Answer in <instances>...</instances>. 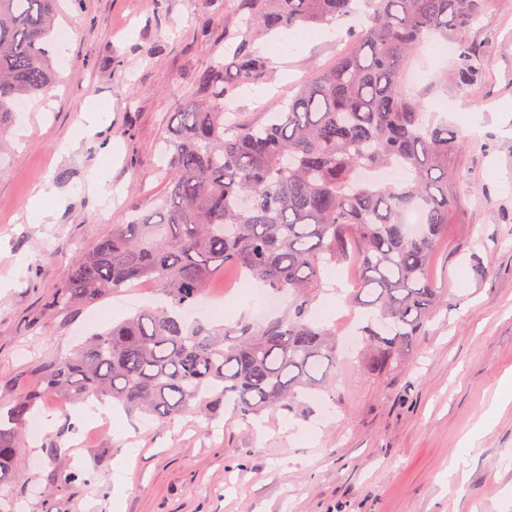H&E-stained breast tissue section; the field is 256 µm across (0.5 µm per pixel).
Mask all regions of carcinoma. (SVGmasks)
Masks as SVG:
<instances>
[{
    "mask_svg": "<svg viewBox=\"0 0 512 512\" xmlns=\"http://www.w3.org/2000/svg\"><path fill=\"white\" fill-rule=\"evenodd\" d=\"M56 0H0V137L19 104L61 81L54 66ZM234 35L235 78L222 67L199 76L196 96L174 113L166 137L164 191L155 209L114 224L73 260L52 313L90 305L134 282L165 296L86 339L42 384L0 406V512L24 453L29 413L49 395L91 396L162 425L218 402L247 420L294 409L314 387L329 388L336 326L310 317L322 267L351 259V296L365 309L360 364L384 375L410 351L440 303L428 276L448 225L460 221L456 165L462 131L426 112L406 87L414 54L440 39L457 47L461 84L474 82L480 54L465 39L491 0H364L353 45L315 67L266 124L224 112L233 83L255 81L266 60L248 49L262 29L319 26L351 15L358 0H243ZM398 166L399 185L362 176ZM417 210V230L406 214ZM226 265L288 293V311L255 327H210L184 315Z\"/></svg>",
    "mask_w": 512,
    "mask_h": 512,
    "instance_id": "carcinoma-1",
    "label": "carcinoma"
}]
</instances>
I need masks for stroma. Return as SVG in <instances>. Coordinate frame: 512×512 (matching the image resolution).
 <instances>
[{"label": "stroma", "instance_id": "35a3bbf8", "mask_svg": "<svg viewBox=\"0 0 512 512\" xmlns=\"http://www.w3.org/2000/svg\"><path fill=\"white\" fill-rule=\"evenodd\" d=\"M67 39L62 82L28 102L26 120L0 156V404L37 388L43 374L88 335L150 305L125 288L67 314L50 311L80 251L132 207L162 193V137L173 112L195 95L199 73L227 66L225 26L241 0H58ZM305 28L287 61L237 87L226 111L259 122L312 67L350 45ZM484 61L482 78L459 89L453 58L428 44L410 71L428 111L466 131L457 164L466 175L461 221L449 225L430 277L446 303L391 372L354 362L336 367V389H314L300 412L242 420L187 414L158 425L122 413L103 436L73 427L78 403L45 398L38 416L53 428L26 441L15 484L27 512H512V0H491L466 35ZM104 107L109 126L63 155L81 109ZM105 168L116 193L87 188ZM49 179L59 205L44 224L25 218L34 185ZM340 265L324 268L312 317L356 325ZM475 446L456 478L448 461L468 436ZM135 458L124 459L128 444ZM89 474L59 485V470Z\"/></svg>", "mask_w": 512, "mask_h": 512}]
</instances>
